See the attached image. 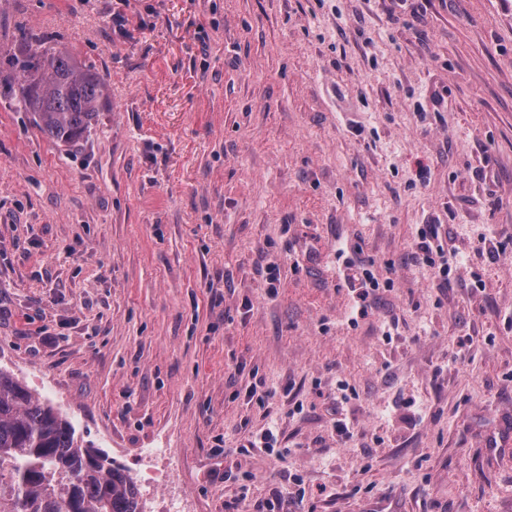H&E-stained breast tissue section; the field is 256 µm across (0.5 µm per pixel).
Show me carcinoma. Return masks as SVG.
I'll return each instance as SVG.
<instances>
[{"instance_id": "carcinoma-1", "label": "carcinoma", "mask_w": 512, "mask_h": 512, "mask_svg": "<svg viewBox=\"0 0 512 512\" xmlns=\"http://www.w3.org/2000/svg\"><path fill=\"white\" fill-rule=\"evenodd\" d=\"M8 64L9 89L42 133L67 146L86 137L107 98L102 75L42 41L26 43ZM3 457L12 459L13 475L0 481V512H140L124 470L0 367Z\"/></svg>"}]
</instances>
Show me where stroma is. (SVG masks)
<instances>
[{"instance_id":"obj_1","label":"stroma","mask_w":512,"mask_h":512,"mask_svg":"<svg viewBox=\"0 0 512 512\" xmlns=\"http://www.w3.org/2000/svg\"><path fill=\"white\" fill-rule=\"evenodd\" d=\"M22 30L108 98L59 146L0 85V367L180 512H512V0H0ZM343 246L394 281L355 326ZM439 225L424 224V227L418 231V252L415 254V260L420 264H425L434 269H438L441 277L439 285L448 287V258H446L443 246L441 244V235Z\"/></svg>"}]
</instances>
